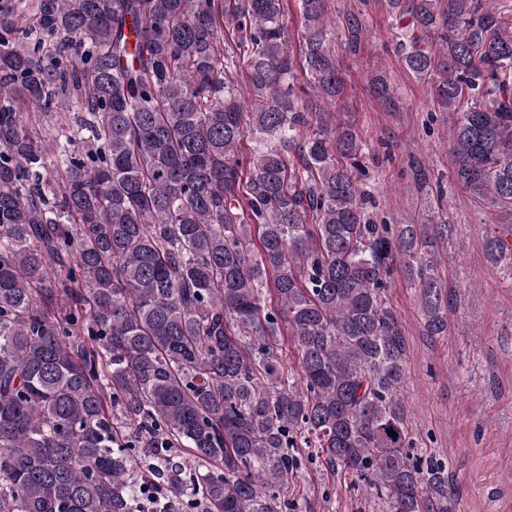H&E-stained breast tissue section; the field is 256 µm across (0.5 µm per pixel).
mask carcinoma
<instances>
[{"mask_svg":"<svg viewBox=\"0 0 512 512\" xmlns=\"http://www.w3.org/2000/svg\"><path fill=\"white\" fill-rule=\"evenodd\" d=\"M388 2L456 183L512 211V16ZM329 4L0 0V512H285L302 448L390 512H448L389 299L405 274L448 335V225L375 223L366 145L309 120L343 89ZM485 258L512 270L511 226Z\"/></svg>","mask_w":512,"mask_h":512,"instance_id":"carcinoma-1","label":"carcinoma"}]
</instances>
